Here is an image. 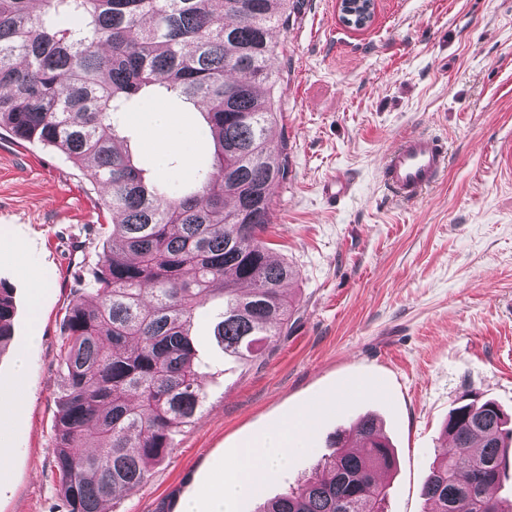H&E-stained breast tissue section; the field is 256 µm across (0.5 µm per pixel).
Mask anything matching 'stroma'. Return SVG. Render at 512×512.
<instances>
[{"label": "stroma", "mask_w": 512, "mask_h": 512, "mask_svg": "<svg viewBox=\"0 0 512 512\" xmlns=\"http://www.w3.org/2000/svg\"><path fill=\"white\" fill-rule=\"evenodd\" d=\"M281 83L274 145L288 178L272 190L270 255L298 272L297 310L260 360L225 356L218 305L193 328L208 400L116 512H181L204 500L215 466L288 436L290 467L261 485L272 498L310 476L336 432L382 421L397 466L386 512H423L421 487L451 408L467 396L512 413V0H377L369 28L341 24L337 0H301L277 31ZM126 118L130 147L172 189L208 166L199 113L163 102ZM446 137L447 168L412 203L387 195L381 170L399 136ZM347 186L330 197V183ZM110 216L85 171L60 152L0 134V283L14 306L0 391L23 404L0 415V512H53L52 441L62 383L63 317L82 267L108 243Z\"/></svg>", "instance_id": "35a3bbf8"}]
</instances>
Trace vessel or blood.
<instances>
[{
	"instance_id": "obj_1",
	"label": "vessel or blood",
	"mask_w": 512,
	"mask_h": 512,
	"mask_svg": "<svg viewBox=\"0 0 512 512\" xmlns=\"http://www.w3.org/2000/svg\"><path fill=\"white\" fill-rule=\"evenodd\" d=\"M446 167V155L438 139L407 134L387 155L383 178L394 195L402 200L418 197L435 185Z\"/></svg>"
}]
</instances>
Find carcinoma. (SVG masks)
<instances>
[{
    "label": "carcinoma",
    "mask_w": 512,
    "mask_h": 512,
    "mask_svg": "<svg viewBox=\"0 0 512 512\" xmlns=\"http://www.w3.org/2000/svg\"><path fill=\"white\" fill-rule=\"evenodd\" d=\"M299 0H0V129L87 168L112 214V246L82 271L64 320L53 463L67 512H104L174 448L206 402L192 336L199 308L222 300L224 354L259 358L280 336L297 277L271 260L270 188L288 179L272 148L278 45ZM200 113L213 143L195 187L164 194L146 178L118 116L145 96ZM13 304L0 284V352ZM359 447L330 443L316 476L258 512H385L394 464L377 419ZM426 477L425 512H512L501 495L512 415L476 398L453 408Z\"/></svg>",
    "instance_id": "cac0c4a2"
}]
</instances>
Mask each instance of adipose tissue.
<instances>
[{"label": "adipose tissue", "mask_w": 512, "mask_h": 512, "mask_svg": "<svg viewBox=\"0 0 512 512\" xmlns=\"http://www.w3.org/2000/svg\"><path fill=\"white\" fill-rule=\"evenodd\" d=\"M292 450L288 446L287 429H279L275 438L258 448H244L237 454L229 470H217L213 490L206 509L196 502L186 503L183 512H233L234 502L252 493L263 482L286 467Z\"/></svg>", "instance_id": "1"}]
</instances>
